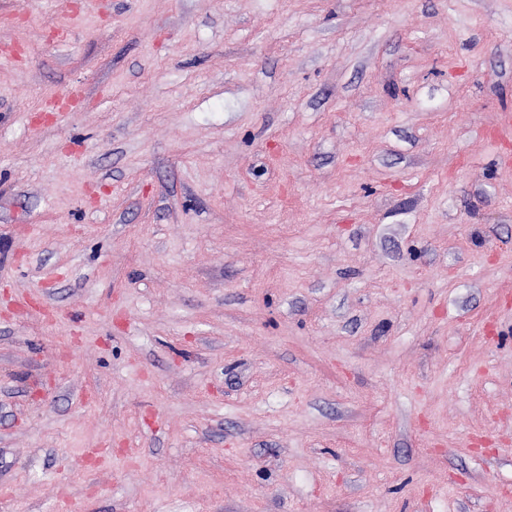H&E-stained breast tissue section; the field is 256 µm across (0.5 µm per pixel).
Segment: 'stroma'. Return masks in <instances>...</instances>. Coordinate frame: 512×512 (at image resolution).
I'll return each mask as SVG.
<instances>
[{
	"instance_id": "stroma-1",
	"label": "stroma",
	"mask_w": 512,
	"mask_h": 512,
	"mask_svg": "<svg viewBox=\"0 0 512 512\" xmlns=\"http://www.w3.org/2000/svg\"><path fill=\"white\" fill-rule=\"evenodd\" d=\"M0 46V512H512V0H0Z\"/></svg>"
}]
</instances>
